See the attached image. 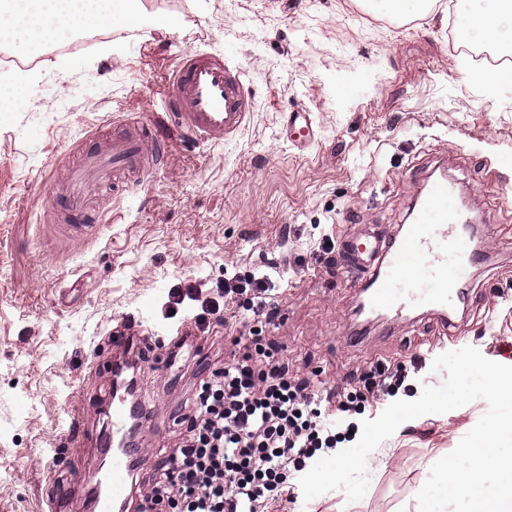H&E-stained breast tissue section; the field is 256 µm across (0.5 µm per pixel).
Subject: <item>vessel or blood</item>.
Returning <instances> with one entry per match:
<instances>
[{"label":"vessel or blood","mask_w":512,"mask_h":512,"mask_svg":"<svg viewBox=\"0 0 512 512\" xmlns=\"http://www.w3.org/2000/svg\"><path fill=\"white\" fill-rule=\"evenodd\" d=\"M164 111L149 121L134 122L131 131L113 136L87 154L83 165L69 174L68 197L78 203L90 180L105 183L131 173L155 169L177 143L217 144L237 136L254 110L246 71L212 54L192 50L185 54L166 81ZM291 140L297 148L314 140L310 113L288 116ZM425 191L416 198L411 220L400 237L386 239L367 232L346 234L340 242L343 266L356 298L360 319L386 317L389 321L424 307L432 311L440 329L452 321L450 309L469 302L460 274L476 263L471 247L485 227L479 215L451 206L456 193L446 173L426 178ZM83 391H76L66 430L74 446H84L87 434L78 407ZM111 429L97 444L108 457L107 468L80 473L77 481L92 493L94 512H126L133 492L132 464L146 452L131 438L126 425L142 413L138 400L114 386L104 402Z\"/></svg>","instance_id":"1"}]
</instances>
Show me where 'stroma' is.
<instances>
[{"mask_svg":"<svg viewBox=\"0 0 512 512\" xmlns=\"http://www.w3.org/2000/svg\"><path fill=\"white\" fill-rule=\"evenodd\" d=\"M142 4L176 25H113L111 38L65 73L59 55L45 51L32 105L0 119V512H39L52 485L98 465L91 449L68 448L58 420L82 388L85 429L104 432L117 329L137 336L149 361L170 364L148 361L137 382L145 410L136 438L151 461L136 482L152 478L179 444L177 419L205 369L228 356L238 327L212 326L178 350L158 344L140 317L181 324L198 305L186 301L167 316L170 293L192 286L215 296L228 271L278 264L281 319L267 334L295 371L313 375L315 390L345 386L378 362L407 363L396 397L367 404V419L442 385L444 373L431 365L444 352L473 346L512 365V82L489 97L469 80L448 41L447 10L391 21L363 0ZM143 39L152 48L141 53ZM189 50L246 70L255 93L249 123L221 144L174 146L136 186L137 203L115 197L111 185L91 186V229L68 233L48 191L64 186L99 139L162 110L166 78ZM290 112L311 113L317 137L308 148L289 143ZM437 168L493 226L479 240L486 261L467 272L469 308L456 310L445 332L422 311L345 342L352 292L313 250L352 228L399 235L422 171ZM415 358L422 365L414 369ZM487 409L477 400L402 424L373 451L354 512H419L429 462L452 452ZM46 448L62 457L49 474Z\"/></svg>","mask_w":512,"mask_h":512,"instance_id":"1","label":"stroma"}]
</instances>
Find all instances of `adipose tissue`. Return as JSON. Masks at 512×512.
Returning a JSON list of instances; mask_svg holds the SVG:
<instances>
[{"mask_svg":"<svg viewBox=\"0 0 512 512\" xmlns=\"http://www.w3.org/2000/svg\"><path fill=\"white\" fill-rule=\"evenodd\" d=\"M468 35L486 44L512 46V0H471ZM141 0H0V45L28 46L34 36L62 41L115 22H148Z\"/></svg>","mask_w":512,"mask_h":512,"instance_id":"adipose-tissue-1","label":"adipose tissue"}]
</instances>
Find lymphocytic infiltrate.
<instances>
[{
  "label": "lymphocytic infiltrate",
  "instance_id": "obj_1",
  "mask_svg": "<svg viewBox=\"0 0 512 512\" xmlns=\"http://www.w3.org/2000/svg\"><path fill=\"white\" fill-rule=\"evenodd\" d=\"M271 285L266 273L234 275L225 278L222 299L178 289L168 310L176 312L188 299L198 302L195 327L202 332L242 310L270 327L281 316ZM258 329L234 337L239 354L201 379L182 417V442L149 490L139 492L137 512H269L293 502L296 475L307 461L352 439L337 431L331 416L361 412L369 399L395 395L404 382V363L380 362L346 388L315 392L310 377L264 345Z\"/></svg>",
  "mask_w": 512,
  "mask_h": 512
}]
</instances>
